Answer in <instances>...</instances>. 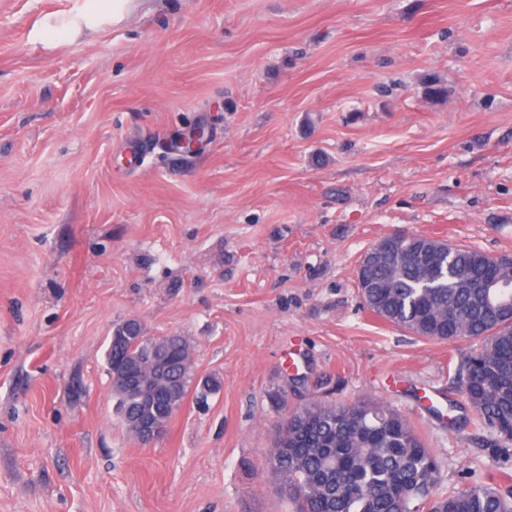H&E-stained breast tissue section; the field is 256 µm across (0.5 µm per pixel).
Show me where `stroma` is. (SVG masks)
Segmentation results:
<instances>
[{
	"label": "stroma",
	"mask_w": 512,
	"mask_h": 512,
	"mask_svg": "<svg viewBox=\"0 0 512 512\" xmlns=\"http://www.w3.org/2000/svg\"><path fill=\"white\" fill-rule=\"evenodd\" d=\"M90 5L0 0V512H294L266 460L310 401L498 478L471 342L374 316L357 268L393 232L512 254V0H139L38 39ZM131 319L221 381L149 444L108 373ZM96 2L95 13L91 17L84 18L82 23L75 24L71 32H78L83 27L95 29L98 25L96 15H112V23L122 21L125 15L133 8V0H93Z\"/></svg>",
	"instance_id": "obj_1"
}]
</instances>
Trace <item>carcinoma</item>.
Returning a JSON list of instances; mask_svg holds the SVG:
<instances>
[{"mask_svg":"<svg viewBox=\"0 0 512 512\" xmlns=\"http://www.w3.org/2000/svg\"><path fill=\"white\" fill-rule=\"evenodd\" d=\"M421 84L432 100L448 97V87L432 74ZM361 280L378 284L360 289L364 307L375 316L428 340L477 341L455 369L456 383L474 425L489 435L486 446L497 453L502 474L512 479V270L456 244L398 272L391 265L365 267ZM155 346L164 350L174 384L162 381L150 401L112 387L125 422L167 414L188 394L189 342L182 336L148 337L135 319L112 336L109 373H134V363ZM271 457L277 461L272 475L299 493L289 495L296 512H512V486L470 481L440 488L437 458L418 429L371 400L310 402L292 410Z\"/></svg>","mask_w":512,"mask_h":512,"instance_id":"obj_1","label":"carcinoma"}]
</instances>
